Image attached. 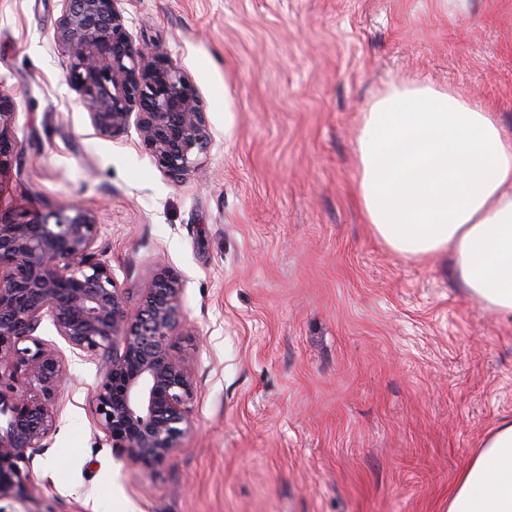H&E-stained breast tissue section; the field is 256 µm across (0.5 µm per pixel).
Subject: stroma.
I'll return each instance as SVG.
<instances>
[{
    "label": "stroma",
    "instance_id": "stroma-1",
    "mask_svg": "<svg viewBox=\"0 0 512 512\" xmlns=\"http://www.w3.org/2000/svg\"><path fill=\"white\" fill-rule=\"evenodd\" d=\"M133 40L193 83L211 144L169 177L136 123L95 134L54 43L62 0H0L18 162L0 209H87L137 311L183 283L194 429L161 466L94 423V363L44 326L70 383L0 512H447L512 418V319L447 256L405 259L358 207L357 135L394 85L478 97L512 133V0H122Z\"/></svg>",
    "mask_w": 512,
    "mask_h": 512
}]
</instances>
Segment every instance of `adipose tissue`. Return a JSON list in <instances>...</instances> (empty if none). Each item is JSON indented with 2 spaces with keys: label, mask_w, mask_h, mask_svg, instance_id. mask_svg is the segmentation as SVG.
<instances>
[{
  "label": "adipose tissue",
  "mask_w": 512,
  "mask_h": 512,
  "mask_svg": "<svg viewBox=\"0 0 512 512\" xmlns=\"http://www.w3.org/2000/svg\"><path fill=\"white\" fill-rule=\"evenodd\" d=\"M355 193L397 255L448 253L459 281L512 317V134L472 98L391 87L364 113ZM448 512H512V421L468 465Z\"/></svg>",
  "instance_id": "1"
}]
</instances>
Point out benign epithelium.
I'll return each mask as SVG.
<instances>
[{
    "mask_svg": "<svg viewBox=\"0 0 512 512\" xmlns=\"http://www.w3.org/2000/svg\"><path fill=\"white\" fill-rule=\"evenodd\" d=\"M62 2L54 39L96 134L114 138L134 115L164 172L179 179L200 169L209 135L189 78L159 45L132 40L121 0ZM10 107L0 93V174L16 156ZM100 230L79 205L0 211V501L20 489V463L49 447L70 379L55 344L39 337L46 320L97 365L95 423L112 447L156 467L193 429L196 362L178 346L182 282L158 270L131 314Z\"/></svg>",
    "mask_w": 512,
    "mask_h": 512,
    "instance_id": "obj_1",
    "label": "benign epithelium"
}]
</instances>
